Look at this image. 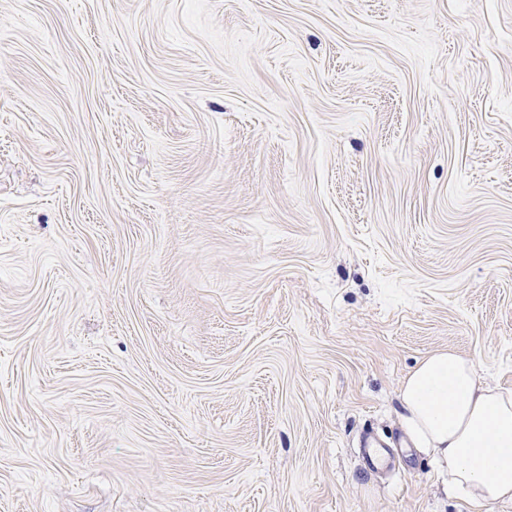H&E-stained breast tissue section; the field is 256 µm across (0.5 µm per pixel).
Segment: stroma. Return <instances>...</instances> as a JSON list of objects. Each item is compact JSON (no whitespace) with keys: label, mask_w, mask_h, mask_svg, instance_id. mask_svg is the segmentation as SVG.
<instances>
[{"label":"stroma","mask_w":512,"mask_h":512,"mask_svg":"<svg viewBox=\"0 0 512 512\" xmlns=\"http://www.w3.org/2000/svg\"><path fill=\"white\" fill-rule=\"evenodd\" d=\"M448 348L512 394V0H0V512H474ZM400 400L407 432L447 494L476 511L512 498V397L481 385L470 360L452 349L430 354Z\"/></svg>","instance_id":"obj_1"}]
</instances>
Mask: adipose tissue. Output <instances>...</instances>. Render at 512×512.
I'll list each match as a JSON object with an SVG mask.
<instances>
[{"label": "adipose tissue", "mask_w": 512, "mask_h": 512, "mask_svg": "<svg viewBox=\"0 0 512 512\" xmlns=\"http://www.w3.org/2000/svg\"><path fill=\"white\" fill-rule=\"evenodd\" d=\"M400 400L407 432L447 494L476 510L512 498V397L481 385L470 360L451 349L430 354Z\"/></svg>", "instance_id": "1"}]
</instances>
